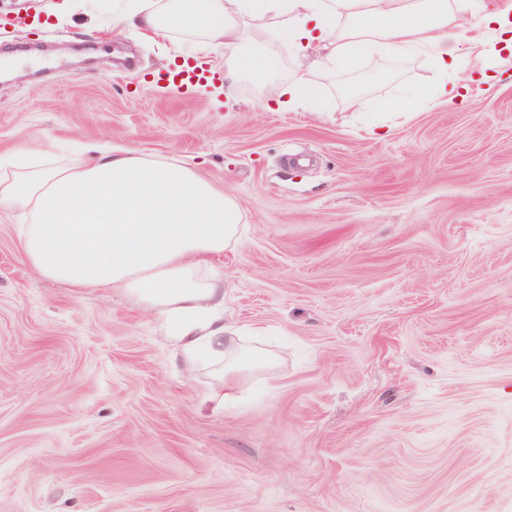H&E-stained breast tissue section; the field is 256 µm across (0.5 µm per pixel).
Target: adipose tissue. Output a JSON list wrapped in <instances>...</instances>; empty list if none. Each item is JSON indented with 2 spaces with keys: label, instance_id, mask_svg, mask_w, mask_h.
I'll return each mask as SVG.
<instances>
[{
  "label": "adipose tissue",
  "instance_id": "obj_1",
  "mask_svg": "<svg viewBox=\"0 0 512 512\" xmlns=\"http://www.w3.org/2000/svg\"><path fill=\"white\" fill-rule=\"evenodd\" d=\"M112 27L184 34L180 54L224 50V80L267 84L265 108H322L309 71L279 78L282 54L311 57L333 73L360 60L427 55L444 80L406 87L377 111L405 114L415 105L463 109L487 90L483 68L458 75L462 52L512 39V0H114ZM27 215L18 240L41 275L76 290L121 291L153 310L186 356L213 362L210 395L223 408L242 361L272 364L224 324V277L212 256L237 245L242 210L192 166L150 155L100 152L94 162L0 168V213Z\"/></svg>",
  "mask_w": 512,
  "mask_h": 512
}]
</instances>
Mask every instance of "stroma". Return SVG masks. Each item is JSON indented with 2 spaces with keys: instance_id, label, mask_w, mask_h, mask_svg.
Wrapping results in <instances>:
<instances>
[{
  "instance_id": "obj_1",
  "label": "stroma",
  "mask_w": 512,
  "mask_h": 512,
  "mask_svg": "<svg viewBox=\"0 0 512 512\" xmlns=\"http://www.w3.org/2000/svg\"><path fill=\"white\" fill-rule=\"evenodd\" d=\"M0 0V158L109 145L183 160L240 204L213 256L224 320L273 367L207 399L155 316L21 256L0 218V512H512V73L467 109L373 102L437 82L422 56L363 60L358 105L269 110L242 80L159 81L172 40L93 25L99 0Z\"/></svg>"
}]
</instances>
